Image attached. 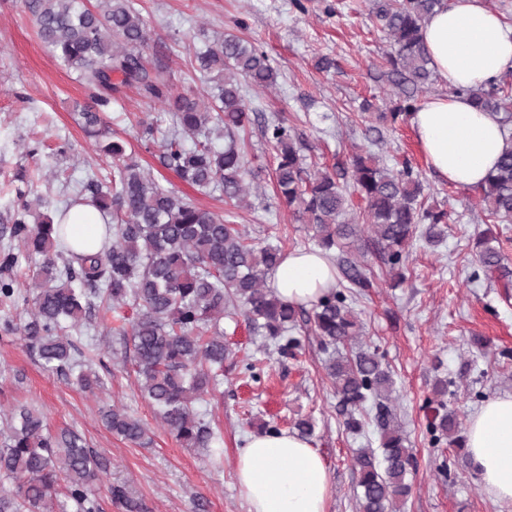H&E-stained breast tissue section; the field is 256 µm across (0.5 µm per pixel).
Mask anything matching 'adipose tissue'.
Masks as SVG:
<instances>
[{"label":"adipose tissue","instance_id":"ef3b65f1","mask_svg":"<svg viewBox=\"0 0 512 512\" xmlns=\"http://www.w3.org/2000/svg\"><path fill=\"white\" fill-rule=\"evenodd\" d=\"M423 41L448 91L432 95L410 123L428 166L448 183L474 188L494 169L512 138L496 114L476 108L456 87L476 88L512 71V26L484 0H452L423 25ZM64 241L97 251L105 237L99 211L83 202L58 212ZM336 285V266L320 249L285 252L271 278L278 297L310 307ZM468 465L486 495L512 505V394L488 401L467 424ZM235 478L248 512H329L332 485L321 456L299 435H251L237 458Z\"/></svg>","mask_w":512,"mask_h":512}]
</instances>
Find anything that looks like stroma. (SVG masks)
Wrapping results in <instances>:
<instances>
[{"label": "stroma", "instance_id": "stroma-1", "mask_svg": "<svg viewBox=\"0 0 512 512\" xmlns=\"http://www.w3.org/2000/svg\"><path fill=\"white\" fill-rule=\"evenodd\" d=\"M136 3L148 29L143 61L148 69H161L176 91L200 99L208 94L193 58L199 31L241 34L267 52L277 73L272 88L244 87L249 108L286 118L303 135L309 161L341 176L355 148H370L381 165L410 167L429 204L447 211L446 238L431 245L414 237L403 278L379 260L366 259L364 272L374 286L353 293L363 324L360 342L378 350L392 374L391 405L415 459L407 476L412 493L401 512H512L511 505L488 499L463 449L445 440L433 443L427 432L438 380H449L444 401L463 422L488 400L512 394V287L494 275L470 279L483 229L501 236L512 259V222L486 221L474 189L450 185L430 170L408 119L390 125L362 117L366 100L386 110L398 93L385 75L391 46L378 27L372 0H303L301 11L293 0ZM323 56L332 62L325 71L316 66ZM90 102L75 73L39 40L22 0H0V251L13 244L2 230L21 202L51 216L69 205L87 174L111 177V158L83 129L81 111ZM158 112L135 87L121 88L103 110L109 138L129 143L141 166L162 185L202 207L232 214L256 246L270 244L284 252L315 247L304 219L278 195L275 152L259 125L247 127L242 138L262 179L248 207L239 208L198 193L163 166L158 147L137 141L139 121ZM20 186L26 190L22 201L16 197ZM131 314L128 308L100 307L72 332L84 350L111 344L100 371L106 383L102 392L81 389L72 376L46 370L24 341L0 340V414L21 406L42 410L51 433L76 432L86 447L107 458L110 469L97 485L102 512H122L106 490L116 481L127 482L150 512H246L235 485V463L247 436L267 423L289 431L304 418L315 424L309 442L331 478L330 512H359L352 456L359 448H379L380 431L370 416L359 433L344 427L310 323L298 320L294 334L301 346L290 358L249 328L242 309L225 315L224 382L213 399L197 405L221 440L203 451L186 447L162 427L138 388L132 349L121 339H108L109 330L124 326ZM251 361L259 380L245 369ZM112 406L141 420L151 444L139 446L113 434L102 419Z\"/></svg>", "mask_w": 512, "mask_h": 512}]
</instances>
